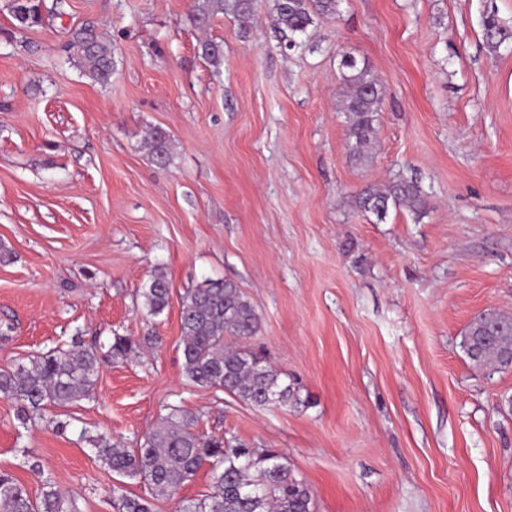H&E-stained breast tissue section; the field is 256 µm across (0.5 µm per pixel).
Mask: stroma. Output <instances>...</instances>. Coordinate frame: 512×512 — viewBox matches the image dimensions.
I'll use <instances>...</instances> for the list:
<instances>
[{
  "instance_id": "stroma-1",
  "label": "stroma",
  "mask_w": 512,
  "mask_h": 512,
  "mask_svg": "<svg viewBox=\"0 0 512 512\" xmlns=\"http://www.w3.org/2000/svg\"><path fill=\"white\" fill-rule=\"evenodd\" d=\"M0 0V366L73 342L155 337L104 364L93 399L17 419L0 398V471L78 512H116L96 439L136 450L179 406L195 428L285 455L316 512H512V367L464 353L469 324L512 313V0H339L302 47L254 0L248 25L207 28L194 0H41L19 30ZM91 23L115 52L109 84L84 75L67 32ZM204 40L221 43L213 63ZM383 88L376 149L349 153L343 56ZM172 139L158 170L142 146ZM404 178L420 215L359 211ZM169 304L150 315L155 272ZM234 283L260 317L252 346L302 402L258 408L183 373L182 300ZM483 27L486 43L493 50L512 41V27L500 23L494 14L484 18Z\"/></svg>"
}]
</instances>
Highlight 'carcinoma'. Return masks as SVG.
<instances>
[{"mask_svg": "<svg viewBox=\"0 0 512 512\" xmlns=\"http://www.w3.org/2000/svg\"><path fill=\"white\" fill-rule=\"evenodd\" d=\"M337 6L338 0H273L271 21L282 32L305 36L315 20L336 15ZM252 7L253 0H197L192 18L196 26L206 27L219 12L245 18ZM10 11L20 28L41 21L36 0H11ZM483 27L486 43L493 50L512 41V27L500 23L493 14L484 18ZM68 49L94 82L106 85L111 81L115 68L112 42L95 27L71 28ZM340 65L343 112L354 140L351 152L366 159L377 138L374 121L381 103V84L364 65L346 59ZM144 147L157 168L168 167L171 138L167 132L153 130ZM355 206L381 218L391 206L422 213L428 200L417 183L398 179L383 188L365 189ZM169 296L167 277L161 271L154 273L144 292L148 312L163 313ZM259 325L255 308L234 283L205 280L182 302L185 376L199 386L223 389L259 408L273 403L284 407L300 404L299 388L286 383L281 370L247 345ZM138 347L140 343L131 337L115 335L104 352L75 343L38 356L28 366H1L0 397L20 405L18 419L23 422L48 406L65 407L91 399L101 364L107 359L125 360ZM462 347L478 367L512 366V316H478L468 326ZM195 423L193 414L173 407L144 435L134 453L104 439L95 442L102 465L118 477L141 479L150 489L146 498L113 488L117 512H154V499L174 495L206 462L211 465L212 491L196 502H186L179 512H315L311 488L295 474L284 455L271 452L256 456L242 444L226 447L224 439L199 433ZM0 512H77V508L49 478L40 496L33 498L17 479L1 471Z\"/></svg>", "mask_w": 512, "mask_h": 512, "instance_id": "cac0c4a2", "label": "carcinoma"}]
</instances>
